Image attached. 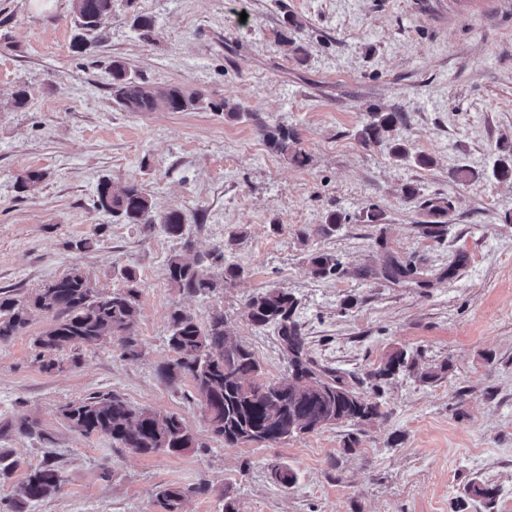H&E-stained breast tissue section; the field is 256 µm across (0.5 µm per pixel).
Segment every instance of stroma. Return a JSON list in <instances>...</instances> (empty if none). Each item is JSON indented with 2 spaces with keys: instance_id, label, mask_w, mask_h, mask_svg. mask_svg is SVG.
Returning a JSON list of instances; mask_svg holds the SVG:
<instances>
[{
  "instance_id": "35a3bbf8",
  "label": "stroma",
  "mask_w": 512,
  "mask_h": 512,
  "mask_svg": "<svg viewBox=\"0 0 512 512\" xmlns=\"http://www.w3.org/2000/svg\"><path fill=\"white\" fill-rule=\"evenodd\" d=\"M139 15L154 17L150 37ZM287 15L301 23L305 60L278 37ZM102 27L106 40L79 53L72 0H0V292L28 296L74 267L109 292L130 268L139 307L134 356L103 343L40 357L46 315L0 342V455L17 462L0 499L48 460L62 484L25 512H162L164 485L187 489L182 512H224L228 501L237 512H512V181L488 173L512 143V0H112ZM117 59L153 84L200 90L206 106L124 111L109 87ZM21 89L30 99L19 108ZM221 100L240 118L210 109ZM374 106L405 113L396 136L431 166L358 140ZM276 126L294 132L305 164L269 146L263 130ZM459 166L475 178L455 181ZM35 169L45 180L19 190ZM105 180L182 211L183 236L96 211ZM411 183L450 202L442 235H426L403 200ZM373 204L383 219L364 223ZM330 211L345 221L326 234ZM220 249L221 266L209 260ZM316 251L336 256L335 276L311 274ZM173 253L198 259L215 289L170 288ZM392 258L414 274L384 277ZM228 263L240 276L225 278ZM270 287L296 298L305 356L378 394L379 416L229 447L191 377H160L176 359L177 309L203 327L223 313L263 377L285 376L279 336L247 316L248 299ZM396 348L449 370L373 390L371 372ZM94 393L179 415L199 447L144 455L81 434L61 409ZM277 466L295 472L294 487L274 483ZM475 478L497 488L491 507L466 495Z\"/></svg>"
}]
</instances>
